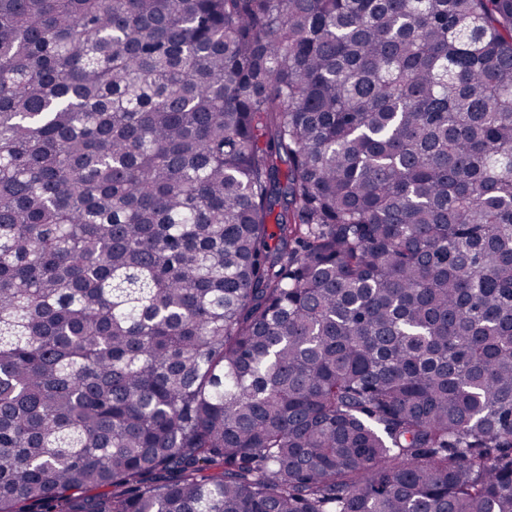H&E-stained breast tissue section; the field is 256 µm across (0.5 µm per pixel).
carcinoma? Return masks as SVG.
I'll return each mask as SVG.
<instances>
[{
    "mask_svg": "<svg viewBox=\"0 0 512 512\" xmlns=\"http://www.w3.org/2000/svg\"><path fill=\"white\" fill-rule=\"evenodd\" d=\"M0 512H512V0H0Z\"/></svg>",
    "mask_w": 512,
    "mask_h": 512,
    "instance_id": "cac0c4a2",
    "label": "carcinoma"
}]
</instances>
